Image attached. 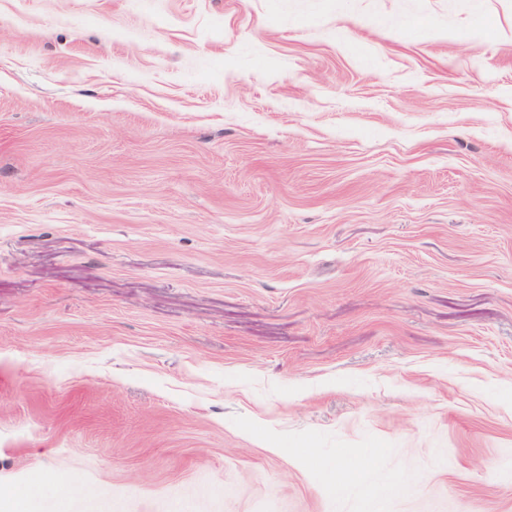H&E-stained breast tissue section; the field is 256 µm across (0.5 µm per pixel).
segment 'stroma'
<instances>
[{"label":"stroma","instance_id":"35a3bbf8","mask_svg":"<svg viewBox=\"0 0 512 512\" xmlns=\"http://www.w3.org/2000/svg\"><path fill=\"white\" fill-rule=\"evenodd\" d=\"M394 484L512 512V0H0V512Z\"/></svg>","mask_w":512,"mask_h":512}]
</instances>
